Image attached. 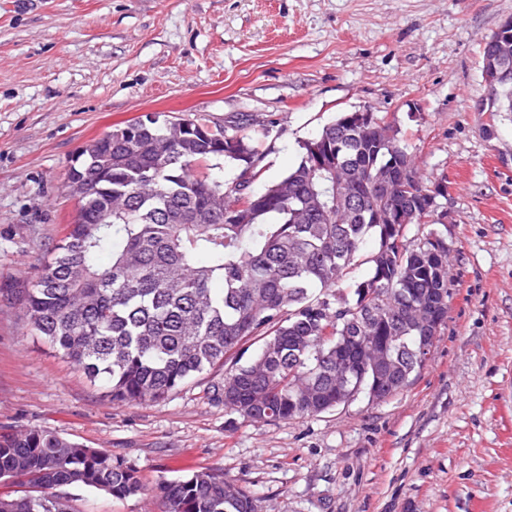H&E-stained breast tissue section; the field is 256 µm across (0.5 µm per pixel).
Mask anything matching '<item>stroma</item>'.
Masks as SVG:
<instances>
[{
	"label": "stroma",
	"mask_w": 512,
	"mask_h": 512,
	"mask_svg": "<svg viewBox=\"0 0 512 512\" xmlns=\"http://www.w3.org/2000/svg\"><path fill=\"white\" fill-rule=\"evenodd\" d=\"M512 0H0V435L58 431L147 486L207 468L258 512H512V112L487 109L482 46ZM399 123L450 246L429 358L384 401L252 422L217 367L118 403L30 336L20 292L61 240L79 149L149 112L230 127L260 193L340 113ZM71 512H166L81 487Z\"/></svg>",
	"instance_id": "1"
}]
</instances>
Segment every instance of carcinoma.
<instances>
[{"instance_id":"obj_1","label":"carcinoma","mask_w":512,"mask_h":512,"mask_svg":"<svg viewBox=\"0 0 512 512\" xmlns=\"http://www.w3.org/2000/svg\"><path fill=\"white\" fill-rule=\"evenodd\" d=\"M376 122L365 132L341 113L259 194L249 185L262 157L237 131L147 113L90 140L69 170L74 220L25 290L32 334L121 403L164 399L254 341L255 354L224 372L225 411L252 421L322 413L344 376L370 395L372 368L347 374L336 361L340 346L364 356L356 336L384 339L396 372L423 368L412 355L421 303L448 287V263L426 259V234L408 237L422 223L425 185L392 181L391 161L408 149L395 123ZM312 145L329 168L312 166ZM215 157L243 167L229 188L201 170ZM338 169L351 193L342 210ZM391 207L407 223H375ZM17 483L28 491L0 494V512H69L56 493L66 486L115 499L152 491L167 512H257L222 473L150 490L127 462L50 429L0 436V485Z\"/></svg>"}]
</instances>
